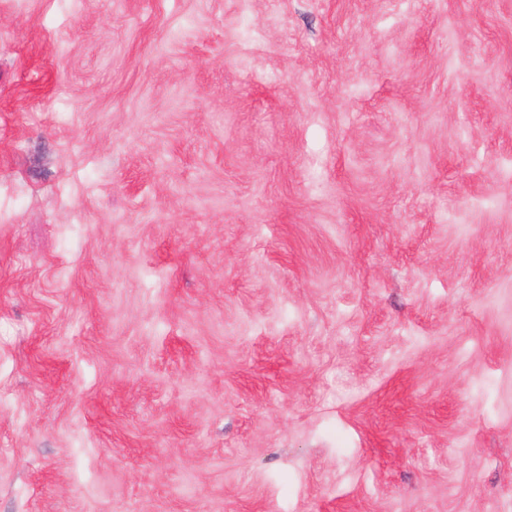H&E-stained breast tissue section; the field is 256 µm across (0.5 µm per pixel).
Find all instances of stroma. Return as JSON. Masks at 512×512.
<instances>
[{
	"mask_svg": "<svg viewBox=\"0 0 512 512\" xmlns=\"http://www.w3.org/2000/svg\"><path fill=\"white\" fill-rule=\"evenodd\" d=\"M0 512H512V0H0Z\"/></svg>",
	"mask_w": 512,
	"mask_h": 512,
	"instance_id": "1",
	"label": "stroma"
}]
</instances>
